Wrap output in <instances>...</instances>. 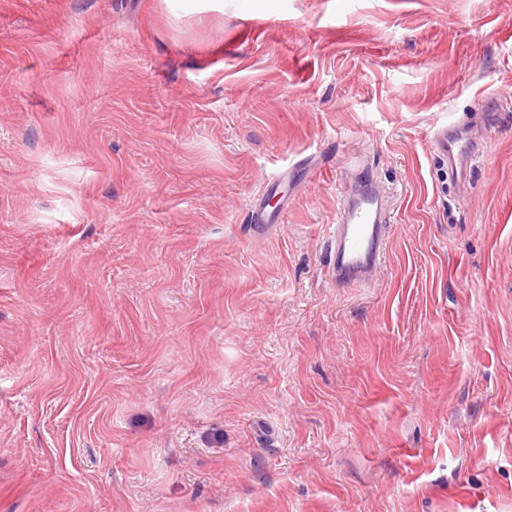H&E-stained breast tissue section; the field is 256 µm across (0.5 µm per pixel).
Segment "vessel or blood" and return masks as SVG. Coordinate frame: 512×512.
I'll use <instances>...</instances> for the list:
<instances>
[{
  "label": "vessel or blood",
  "mask_w": 512,
  "mask_h": 512,
  "mask_svg": "<svg viewBox=\"0 0 512 512\" xmlns=\"http://www.w3.org/2000/svg\"><path fill=\"white\" fill-rule=\"evenodd\" d=\"M356 178L359 187L342 198L328 245L336 284L367 287L385 263L391 227L382 196L365 171H358Z\"/></svg>",
  "instance_id": "obj_1"
}]
</instances>
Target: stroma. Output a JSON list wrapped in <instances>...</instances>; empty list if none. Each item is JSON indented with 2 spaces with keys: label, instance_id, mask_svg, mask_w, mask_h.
I'll list each match as a JSON object with an SVG mask.
<instances>
[{
  "label": "stroma",
  "instance_id": "obj_1",
  "mask_svg": "<svg viewBox=\"0 0 512 512\" xmlns=\"http://www.w3.org/2000/svg\"><path fill=\"white\" fill-rule=\"evenodd\" d=\"M0 512H512V0H0ZM355 175L359 188L342 198L328 245L336 284L368 287L385 264L391 226L386 224L382 196L365 170Z\"/></svg>",
  "mask_w": 512,
  "mask_h": 512
}]
</instances>
